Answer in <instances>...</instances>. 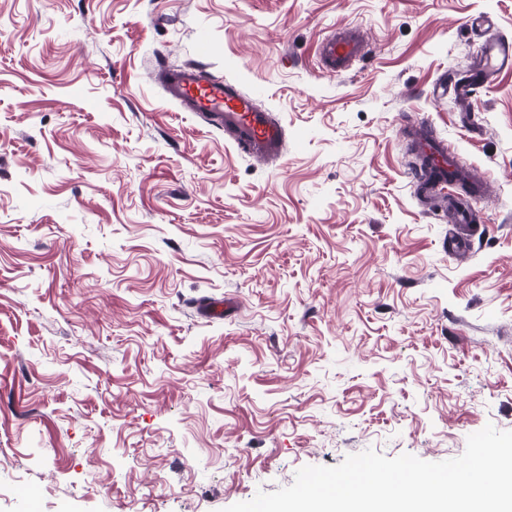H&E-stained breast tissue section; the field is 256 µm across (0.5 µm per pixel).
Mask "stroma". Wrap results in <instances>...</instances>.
I'll list each match as a JSON object with an SVG mask.
<instances>
[{"mask_svg":"<svg viewBox=\"0 0 512 512\" xmlns=\"http://www.w3.org/2000/svg\"><path fill=\"white\" fill-rule=\"evenodd\" d=\"M479 13L512 39V0H0V512H224L512 430V70L470 126L432 94ZM349 24L367 52L327 74ZM192 63L283 159L168 98ZM421 122L492 182L463 255L410 176Z\"/></svg>","mask_w":512,"mask_h":512,"instance_id":"35a3bbf8","label":"stroma"}]
</instances>
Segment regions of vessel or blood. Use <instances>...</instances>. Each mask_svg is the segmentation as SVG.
Here are the masks:
<instances>
[{
	"instance_id": "b4317fda",
	"label": "vessel or blood",
	"mask_w": 512,
	"mask_h": 512,
	"mask_svg": "<svg viewBox=\"0 0 512 512\" xmlns=\"http://www.w3.org/2000/svg\"><path fill=\"white\" fill-rule=\"evenodd\" d=\"M467 29L481 33L484 54L480 65L469 73L445 80L449 96L466 100L486 88L501 70H512V39L497 32L492 21L478 15L465 22ZM363 52L359 32L353 28L337 30L319 46L323 68L330 74L347 72ZM165 89L182 111L208 114L211 121L223 125L236 146L260 159H280L284 155L285 133L270 112L258 109L252 98L231 81L214 79L199 66H188L162 73ZM418 154L426 160L424 168L414 171L415 180L436 195L446 194L448 187L468 182L473 197L485 194L484 182L472 179L457 164V154L447 141L433 136L416 141Z\"/></svg>"
}]
</instances>
